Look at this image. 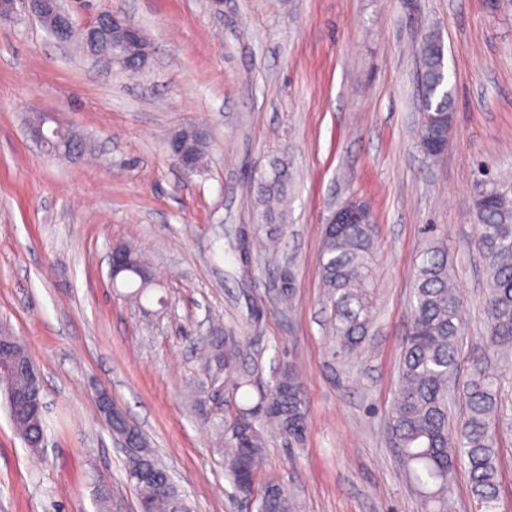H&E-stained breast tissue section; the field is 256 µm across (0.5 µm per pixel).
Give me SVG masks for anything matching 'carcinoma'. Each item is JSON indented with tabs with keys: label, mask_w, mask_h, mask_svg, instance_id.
Returning a JSON list of instances; mask_svg holds the SVG:
<instances>
[{
	"label": "carcinoma",
	"mask_w": 512,
	"mask_h": 512,
	"mask_svg": "<svg viewBox=\"0 0 512 512\" xmlns=\"http://www.w3.org/2000/svg\"><path fill=\"white\" fill-rule=\"evenodd\" d=\"M445 52L441 35L428 30L417 46L418 91L421 114L419 147L442 138V114L455 112V97L442 63ZM207 139L192 130L183 133V147L199 170L205 160ZM482 191L474 207L476 244L487 261V291L483 298L486 317L485 346L496 359L493 371L478 360L462 390L465 411L454 442L448 441V396L459 361L462 310L453 286L448 250L439 239L430 240L423 259L414 270L411 301L412 328L400 355V384L388 415V427L398 451L409 488L420 498L423 512H449V499L458 462H463L470 491L478 512H497L499 467L504 426L499 399L500 374L512 369V179L498 174L482 177ZM291 173L288 164H274L272 173L258 181L261 207L258 228L266 238L279 240L281 213L271 203L288 200ZM364 219L357 224H335L325 234L321 270L326 301L331 310L329 333L338 352L355 353L367 340L374 308V222L371 208L360 202ZM128 260L116 276L115 285L130 289L128 296L139 301L154 286L150 266L137 250L121 245ZM277 301L292 309L296 284L292 271L278 277ZM28 356L15 336H0V373L8 389L24 394L31 377L22 369ZM209 363L235 374L233 393L244 392L246 405L239 408L232 432L222 441L224 472L234 486L255 484V475L265 447V433L273 430L299 442L305 435L301 381L291 365L283 364L273 384L254 387V369L242 361L237 337L226 336L212 344ZM10 419L18 434L34 452L44 439V411L15 402ZM112 435L125 449L126 475L139 505V512H188L177 486L159 495L143 485L139 474L154 468L164 473L140 428L125 415L112 419ZM296 504L281 484L266 482L257 496V512H295Z\"/></svg>",
	"instance_id": "obj_1"
}]
</instances>
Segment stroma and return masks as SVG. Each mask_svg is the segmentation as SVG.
Masks as SVG:
<instances>
[{
	"label": "stroma",
	"instance_id": "35a3bbf8",
	"mask_svg": "<svg viewBox=\"0 0 512 512\" xmlns=\"http://www.w3.org/2000/svg\"><path fill=\"white\" fill-rule=\"evenodd\" d=\"M79 22L105 8L140 26L142 70L94 67L27 10L0 24V329L42 377L39 453L15 432L0 385V512H139L126 457L98 408L109 394L172 471L191 512H257L224 474L215 430L241 403L206 354L237 336L261 385L299 373L302 443L271 433L258 482L296 512H421L387 415L411 328L413 272L434 225L464 303L460 378L484 356V260L472 196L479 164L512 170V0H66ZM445 44L456 100L447 152L419 148L415 44ZM82 139L70 161L41 149L31 113ZM203 127V168L168 142ZM293 174L276 254L242 274L235 235L257 222L256 182ZM365 200L375 220L371 334L341 356L325 323L320 255L333 212ZM135 247L160 286L144 304L112 288L107 254ZM291 267L292 310L271 287Z\"/></svg>",
	"mask_w": 512,
	"mask_h": 512
}]
</instances>
